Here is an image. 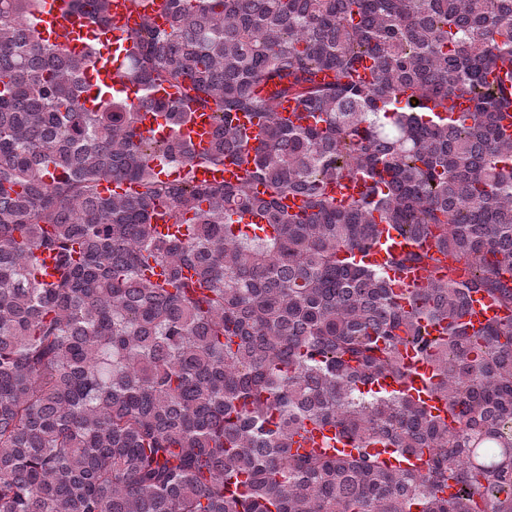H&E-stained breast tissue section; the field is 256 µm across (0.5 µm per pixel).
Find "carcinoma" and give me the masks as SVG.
<instances>
[{"mask_svg": "<svg viewBox=\"0 0 512 512\" xmlns=\"http://www.w3.org/2000/svg\"><path fill=\"white\" fill-rule=\"evenodd\" d=\"M41 7L0 0V512H512V0H165L123 37L160 137L123 93L85 106L89 57L40 40ZM228 163L235 184L193 174ZM351 179L340 207L326 186ZM382 224L407 245L356 259ZM427 236L452 264L396 294L385 266H430ZM475 294L511 321L469 332ZM410 345L443 417L375 386ZM310 424L345 450L297 448ZM211 113L195 112L184 127L181 135L195 152H202L209 147L212 139L213 120Z\"/></svg>", "mask_w": 512, "mask_h": 512, "instance_id": "obj_1", "label": "carcinoma"}]
</instances>
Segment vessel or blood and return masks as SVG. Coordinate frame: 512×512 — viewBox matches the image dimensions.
<instances>
[{
    "mask_svg": "<svg viewBox=\"0 0 512 512\" xmlns=\"http://www.w3.org/2000/svg\"><path fill=\"white\" fill-rule=\"evenodd\" d=\"M71 3L72 0H45L43 9L37 14L38 36L65 51L81 55L88 49L87 38L98 35L102 42L110 44L114 53L106 59L98 56L93 58L88 71L87 100H94L99 86L103 84L118 91L126 90L116 35L137 27L146 18L159 25L165 24L167 17L162 10V0H110L104 19L97 23L75 11ZM212 131L213 121L209 114L197 112L182 128L181 135L194 151L201 152L208 148ZM448 263V257L439 253L435 256L434 267H418L409 271L392 269L388 275L396 291L407 292L428 287L435 267H444ZM500 317L501 313L495 305L476 296L469 303L465 319L477 328ZM402 355L414 387L423 389L424 380L430 375L429 366L414 349L403 350Z\"/></svg>",
    "mask_w": 512,
    "mask_h": 512,
    "instance_id": "b4317fda",
    "label": "vessel or blood"
}]
</instances>
